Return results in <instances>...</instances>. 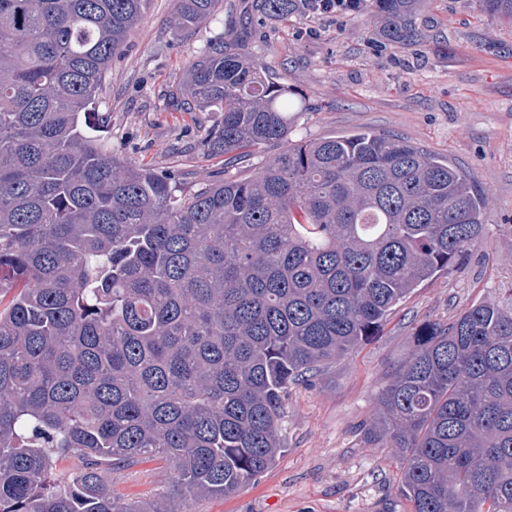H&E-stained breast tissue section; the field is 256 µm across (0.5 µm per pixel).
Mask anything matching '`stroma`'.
Listing matches in <instances>:
<instances>
[{
    "label": "stroma",
    "mask_w": 512,
    "mask_h": 512,
    "mask_svg": "<svg viewBox=\"0 0 512 512\" xmlns=\"http://www.w3.org/2000/svg\"><path fill=\"white\" fill-rule=\"evenodd\" d=\"M174 0H149L142 22L112 61L101 111L121 159L182 173L197 187L249 174L276 153L252 149L245 162L212 156L201 139L220 124L218 112H182L180 79L207 42L241 39L245 53L295 87L303 110L293 139L317 140L362 131L402 137L437 161L470 174L487 198L484 242L455 268L423 283L372 340L319 376L290 389L285 451L259 479L197 512H408L397 490L394 449L368 443L376 397L411 352L423 323L446 321L512 288V23L483 14L476 0H425L422 37L412 46L381 37L378 20L286 17L236 26L251 0H221L195 33L174 32ZM170 481L162 461L140 463L112 483L125 500L150 497Z\"/></svg>",
    "instance_id": "35a3bbf8"
}]
</instances>
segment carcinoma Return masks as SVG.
I'll return each mask as SVG.
<instances>
[{"instance_id": "cac0c4a2", "label": "carcinoma", "mask_w": 512, "mask_h": 512, "mask_svg": "<svg viewBox=\"0 0 512 512\" xmlns=\"http://www.w3.org/2000/svg\"><path fill=\"white\" fill-rule=\"evenodd\" d=\"M148 2L0 0V512H194L255 484L288 387L485 239L470 175L385 134L290 139L294 92L222 36L183 79L185 111L222 113L202 145L285 148L198 189L121 161L100 94ZM422 2L367 7L414 45ZM477 2L512 21V0ZM218 5L175 0L171 26ZM369 438L396 450L410 512H512V302L422 326ZM146 459L168 487L116 497Z\"/></svg>"}]
</instances>
